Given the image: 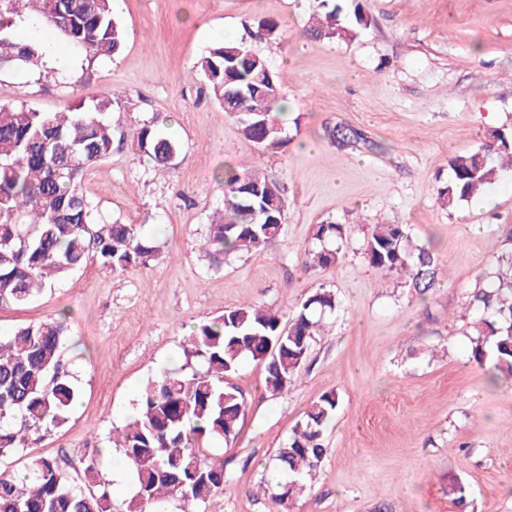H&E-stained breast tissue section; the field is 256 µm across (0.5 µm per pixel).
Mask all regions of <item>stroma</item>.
<instances>
[{"label":"stroma","instance_id":"1","mask_svg":"<svg viewBox=\"0 0 512 512\" xmlns=\"http://www.w3.org/2000/svg\"><path fill=\"white\" fill-rule=\"evenodd\" d=\"M361 4L369 27L351 41L303 37L314 0H114L122 52L82 66L67 84L47 74L0 75V103L55 112L114 96L105 115L111 155L82 191L99 219L145 225L163 244L146 267L120 274L96 262L58 278L38 298L0 305V334L66 317L63 352L80 398L66 422L5 461L26 472L57 459L70 476L105 448L135 411L143 385L185 361L190 332L247 303L282 312L319 288L338 300L289 389L265 387L263 363L246 360L231 384L245 412L219 452L231 482L204 512H269L265 467L320 395L340 405L325 456L293 512H462L448 495L465 486L463 512H512V382L491 383L469 362L467 309L476 285L512 248V171L455 210L438 187L448 160L512 128V0H340ZM276 21L281 36L257 33ZM243 40L279 73L288 99L286 146L263 154L243 137L204 83L197 63L218 42ZM180 142L174 169L158 171L133 147L156 115ZM338 125L368 145L339 147ZM251 164L285 190L282 233L258 254L215 267L200 245L223 208V171ZM344 225L343 258L304 267L313 225ZM404 224L431 246L443 274L425 299L366 265L367 225Z\"/></svg>","mask_w":512,"mask_h":512}]
</instances>
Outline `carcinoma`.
<instances>
[{
    "instance_id": "cac0c4a2",
    "label": "carcinoma",
    "mask_w": 512,
    "mask_h": 512,
    "mask_svg": "<svg viewBox=\"0 0 512 512\" xmlns=\"http://www.w3.org/2000/svg\"><path fill=\"white\" fill-rule=\"evenodd\" d=\"M340 12L334 0H317L304 35L357 38L368 25L361 6H354L346 23L340 22ZM26 14L36 17L42 30L60 33L89 62L111 57L123 45L112 0H0V33ZM40 60L35 39L0 36V72L32 70ZM198 67L224 113L261 152L285 146L287 105L280 77L248 43L216 44ZM111 106L109 98L59 112L0 104V304L30 300L91 260L116 274L145 267L160 254L144 225L99 222L81 190L84 173L112 151V126L103 118ZM166 123L158 116L132 133L133 146L159 169L174 165L180 151ZM328 136L340 146L367 143L365 133L350 126L334 127ZM448 167V182L437 196L453 210L512 168V130L493 131L478 148L453 156ZM222 177L224 209L204 242L205 254L217 266L230 254L263 251L281 234L285 211L284 187L259 170L244 167ZM344 236L342 224L314 225L312 239L320 250L306 253L304 263L339 262ZM363 254L375 273L405 278L406 287L421 298L439 281L434 252L414 243L404 224L369 225ZM337 304L332 291L319 288L287 314L244 304L193 330L185 363L148 380L135 414L113 431V447L132 465V496L116 502L108 487L91 489L101 458V449L93 448L85 456L81 483L55 459H39L31 481L0 470V512H169L174 501L199 506L224 493L229 483L224 460L200 448V440L227 443L237 435L244 399L228 377L252 358L265 364L269 392L288 390ZM468 308L473 312L469 361L488 367L494 383L512 379V249L498 257L493 284L476 286ZM68 331L62 317L0 336V464L23 450L32 435L61 425L77 402L78 390L62 359ZM272 342L280 346L275 360L265 357ZM339 404L338 392L322 394L275 450L264 487L275 512L293 508L294 500L283 497L284 485L298 484V498L305 492L322 463L324 434Z\"/></svg>"
}]
</instances>
